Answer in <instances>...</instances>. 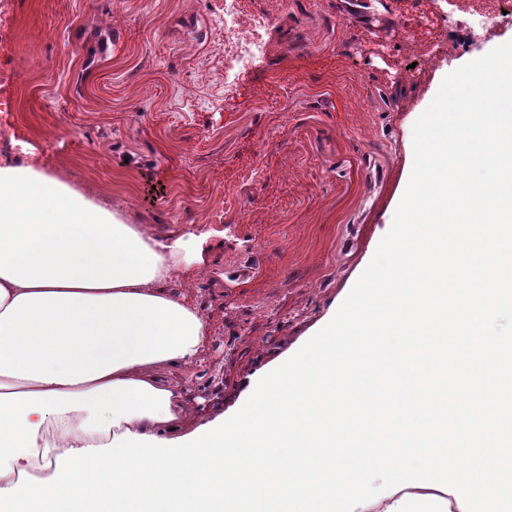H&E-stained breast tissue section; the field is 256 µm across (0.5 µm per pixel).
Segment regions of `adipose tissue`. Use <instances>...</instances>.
Masks as SVG:
<instances>
[{
	"label": "adipose tissue",
	"mask_w": 512,
	"mask_h": 512,
	"mask_svg": "<svg viewBox=\"0 0 512 512\" xmlns=\"http://www.w3.org/2000/svg\"><path fill=\"white\" fill-rule=\"evenodd\" d=\"M203 237L161 238L35 161L0 160V488L52 477L66 450L131 432L189 435L173 378L208 324L170 289ZM354 512H461L408 487Z\"/></svg>",
	"instance_id": "ef3b65f1"
}]
</instances>
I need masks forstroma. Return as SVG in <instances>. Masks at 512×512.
Segmentation results:
<instances>
[{
    "mask_svg": "<svg viewBox=\"0 0 512 512\" xmlns=\"http://www.w3.org/2000/svg\"><path fill=\"white\" fill-rule=\"evenodd\" d=\"M0 123L29 152L159 236L211 231L175 277L208 322L178 370L192 426L330 321L389 231L412 126L451 71L512 26L444 27L451 0H242L270 19L262 57L224 94V0H14ZM14 71L0 64V112H13L16 102Z\"/></svg>",
    "mask_w": 512,
    "mask_h": 512,
    "instance_id": "stroma-1",
    "label": "stroma"
}]
</instances>
